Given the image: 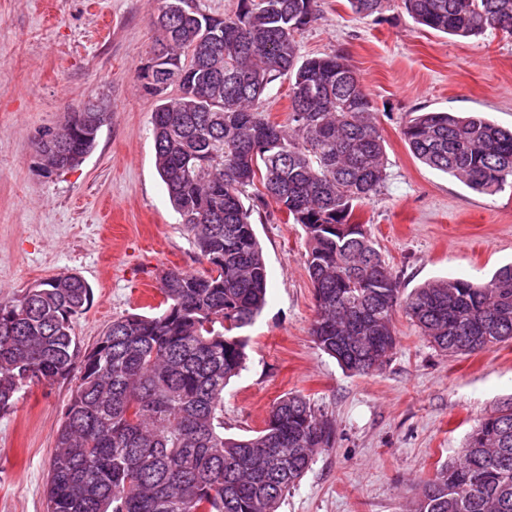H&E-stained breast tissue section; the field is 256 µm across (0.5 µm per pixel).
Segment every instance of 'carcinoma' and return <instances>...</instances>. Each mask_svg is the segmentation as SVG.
<instances>
[{
    "label": "carcinoma",
    "instance_id": "1",
    "mask_svg": "<svg viewBox=\"0 0 512 512\" xmlns=\"http://www.w3.org/2000/svg\"><path fill=\"white\" fill-rule=\"evenodd\" d=\"M177 7L180 34L162 22L157 66L175 76L143 83L157 97L155 163L169 200L209 268L159 276L163 300L148 314L112 320L91 347L75 319L91 301L79 276L62 273L0 299V416L33 385L74 377L45 489L46 512H278L333 428L310 400L286 393L264 427L224 435V388L245 369L241 335L267 301V267L245 206L260 182L285 221L303 226L314 288L311 336L355 375L378 371L398 345V305L446 356L512 340V266L478 284L449 277L400 297L401 288L356 209L386 179L375 110L344 54L303 57L296 36L317 0H238L227 17L196 0ZM358 15L384 0H348ZM419 25L469 37H512V0H404ZM291 81L288 125L254 109L271 84ZM178 86L179 94L167 95ZM112 112L66 113L64 155L47 173L93 152ZM426 166L469 189L512 185V128L480 113L420 112L402 129ZM410 512H512V403L479 420L460 456L436 468Z\"/></svg>",
    "mask_w": 512,
    "mask_h": 512
}]
</instances>
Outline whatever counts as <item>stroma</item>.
<instances>
[{
    "mask_svg": "<svg viewBox=\"0 0 512 512\" xmlns=\"http://www.w3.org/2000/svg\"><path fill=\"white\" fill-rule=\"evenodd\" d=\"M154 0H0V296L60 273L92 290L74 324L83 346L112 319L147 314L159 274L205 268L155 166L156 100L141 69L156 32ZM300 55L342 53L375 108L384 186L358 215L403 293L427 281L484 282L512 263V189L474 192L414 158L401 130L412 113L481 112L512 126V39L460 38L416 25L403 0L362 17L348 0H318L297 35ZM112 120L77 168L46 173L39 136L91 96ZM251 221L269 273L267 304L245 334L244 371L224 390V432L252 434L285 393L310 399L335 425L279 512H408L419 484L456 458L473 426L512 401V340L473 355L433 349L404 315L399 344L352 376L314 343V289L301 225L275 204ZM72 381L33 386L0 416V512H44V488Z\"/></svg>",
    "mask_w": 512,
    "mask_h": 512,
    "instance_id": "stroma-1",
    "label": "stroma"
}]
</instances>
